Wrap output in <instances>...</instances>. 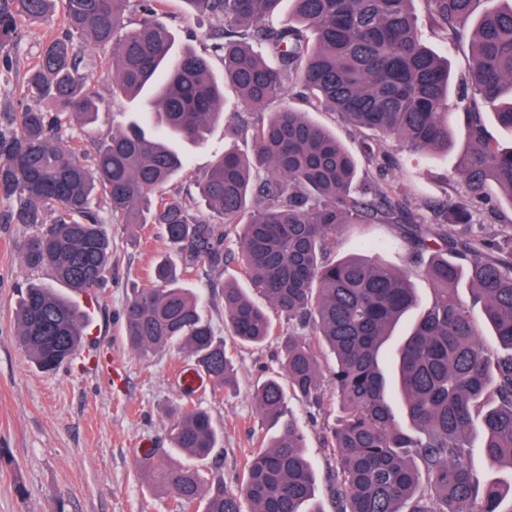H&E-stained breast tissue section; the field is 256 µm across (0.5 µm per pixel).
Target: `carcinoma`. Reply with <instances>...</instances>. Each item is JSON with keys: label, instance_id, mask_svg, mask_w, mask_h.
Listing matches in <instances>:
<instances>
[{"label": "carcinoma", "instance_id": "cac0c4a2", "mask_svg": "<svg viewBox=\"0 0 512 512\" xmlns=\"http://www.w3.org/2000/svg\"><path fill=\"white\" fill-rule=\"evenodd\" d=\"M185 2L217 22L209 39L221 76L194 52L172 55L174 36L158 20L165 0H62L64 30L43 42L24 73L23 96L50 98L94 122L78 45L88 39L111 50L105 74L121 94L136 97L162 78L149 102L157 126L200 144L224 119V85L232 86L248 115L242 128L251 154L224 151L196 181L195 194L166 190L185 159L143 120L101 140L91 169L64 140L60 118L35 106L15 115L11 134L0 133V194L17 201L9 220L39 228L23 252L27 268L80 292L104 283L112 249L102 210L114 224L157 225L184 255L180 270L157 259L152 286L132 290L121 318L133 353L176 346L214 386L234 389L233 356L205 319L200 296L183 285L189 268L224 270L231 224L239 228L249 288L222 286L230 337L241 346L265 342L275 332L269 307L288 324L276 368L254 393L259 413L280 428L246 459L236 487L167 454L147 455L142 469L180 509L323 512L306 509L316 476L286 401L290 395L320 404L322 350L336 362L339 415L327 439L335 456L327 477L334 512H512V147L501 148L487 129L491 116L512 131V0L480 13V0H427L431 31L450 48L471 45L465 92L453 105L448 60L422 44L412 0H288V18L276 24L283 0ZM55 6L0 0V71L13 68L10 48L22 22L46 19ZM290 90L306 109L284 103L267 111ZM311 112H334L363 132L364 156L381 172L402 167L391 139L411 153L450 157L466 199L429 204L422 213L398 183H368L356 193L359 159ZM475 203L495 214L498 232H472ZM354 224L398 225L410 258L426 259L428 307L418 309L406 274L377 259L329 258V245ZM463 280L468 302L458 293ZM416 309L394 362L403 426L381 351ZM16 317L19 345L45 371L70 358L84 336L80 310L52 288H27ZM485 326L502 350L483 342ZM170 441L205 460L224 432L195 407L179 411ZM477 453L508 477H488L474 463Z\"/></svg>", "mask_w": 512, "mask_h": 512}]
</instances>
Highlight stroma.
Here are the masks:
<instances>
[{
	"label": "stroma",
	"mask_w": 512,
	"mask_h": 512,
	"mask_svg": "<svg viewBox=\"0 0 512 512\" xmlns=\"http://www.w3.org/2000/svg\"><path fill=\"white\" fill-rule=\"evenodd\" d=\"M162 20L172 30L176 51L205 54L209 19L190 13L184 0H166ZM61 13L45 21L26 22L11 53L17 60L13 72L0 74V130L13 128V118L26 100L21 81L40 52L47 33L62 29ZM105 50L86 52L84 69L98 106L95 123L64 124V134L77 157L91 165L94 142L111 135L119 121L136 116L144 97L129 98L112 88L100 67ZM237 98L224 91V120L215 124L205 144L178 143L188 164L168 188L182 194L195 190V181L224 149L247 152L251 143L237 130ZM392 150L402 169L380 176L375 165H362L361 178L372 182L386 178L407 184L412 205L457 199L463 182L445 158L429 153L412 154L400 144ZM14 199L0 196V512H176L173 497L150 484L141 468L144 448L166 452L175 407L199 405L207 409L223 430L220 452L206 460L207 469L234 484L247 455L262 451L273 430L257 411L253 393L273 366L280 340L270 337L259 346L233 347L237 388L223 391L205 383L186 393L175 382L182 369L194 361L178 348L144 355L133 354L121 335V314L131 289L149 286L157 258L172 249L153 224L136 227L113 223L104 215V229L112 245V275L90 293L72 294L88 316L86 334L71 359L53 372L39 369L16 339L15 309L30 284L51 285L43 271H32L22 261L24 247L36 228L9 224L5 218ZM395 225L351 226L334 246L336 257L374 252L390 267L409 273L420 304L430 300L422 266H410L408 250L397 239ZM241 280L239 260L226 263L223 273L195 268L190 287L198 289L204 313L217 336L227 334L224 298L214 288L217 278ZM288 409L306 437L305 452L318 478L314 507L333 512L323 485L335 461L325 443L338 408L333 394H325L321 408L289 401Z\"/></svg>",
	"instance_id": "1"
}]
</instances>
